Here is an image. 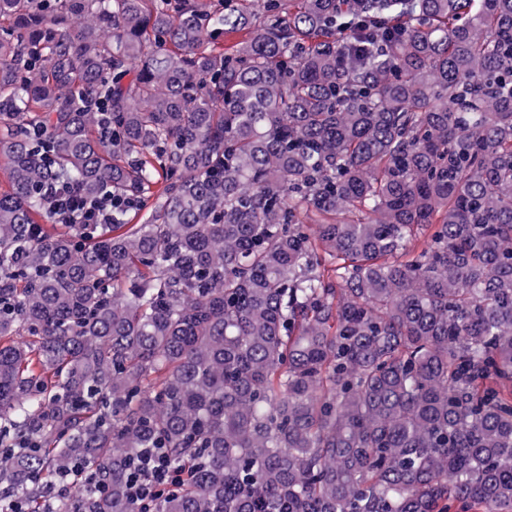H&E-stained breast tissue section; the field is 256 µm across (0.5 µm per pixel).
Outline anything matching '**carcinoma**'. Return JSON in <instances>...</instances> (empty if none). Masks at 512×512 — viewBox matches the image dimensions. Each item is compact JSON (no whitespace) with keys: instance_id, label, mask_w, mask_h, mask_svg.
<instances>
[{"instance_id":"cac0c4a2","label":"carcinoma","mask_w":512,"mask_h":512,"mask_svg":"<svg viewBox=\"0 0 512 512\" xmlns=\"http://www.w3.org/2000/svg\"><path fill=\"white\" fill-rule=\"evenodd\" d=\"M0 159L29 512H512V0H0ZM110 192L92 198L76 184L54 183L45 189V202L56 224H110L114 203ZM162 454L150 450L129 487L131 496L140 502L142 511L153 498L161 496L164 492H172L180 488L184 480L181 475L173 473Z\"/></svg>"}]
</instances>
